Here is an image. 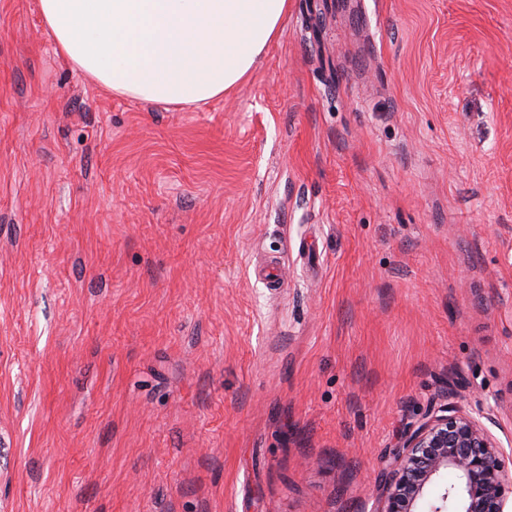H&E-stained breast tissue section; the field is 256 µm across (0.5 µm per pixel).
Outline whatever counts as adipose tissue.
<instances>
[{"instance_id":"ef3b65f1","label":"adipose tissue","mask_w":512,"mask_h":512,"mask_svg":"<svg viewBox=\"0 0 512 512\" xmlns=\"http://www.w3.org/2000/svg\"><path fill=\"white\" fill-rule=\"evenodd\" d=\"M58 52L115 96L192 106L258 67L289 0H38Z\"/></svg>"}]
</instances>
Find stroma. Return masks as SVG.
<instances>
[{
  "label": "stroma",
  "instance_id": "1",
  "mask_svg": "<svg viewBox=\"0 0 512 512\" xmlns=\"http://www.w3.org/2000/svg\"><path fill=\"white\" fill-rule=\"evenodd\" d=\"M448 380L512 449V0H290L192 109L0 0V512H377Z\"/></svg>",
  "mask_w": 512,
  "mask_h": 512
}]
</instances>
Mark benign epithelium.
I'll return each instance as SVG.
<instances>
[{
	"label": "benign epithelium",
	"instance_id": "benign-epithelium-1",
	"mask_svg": "<svg viewBox=\"0 0 512 512\" xmlns=\"http://www.w3.org/2000/svg\"><path fill=\"white\" fill-rule=\"evenodd\" d=\"M509 489L512 452L449 387L406 427L373 491L378 512H509Z\"/></svg>",
	"mask_w": 512,
	"mask_h": 512
}]
</instances>
